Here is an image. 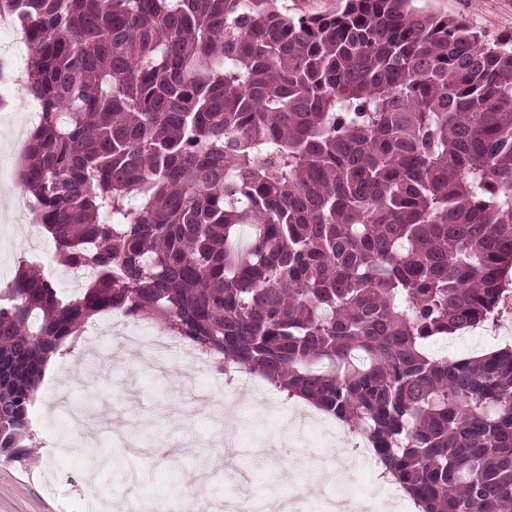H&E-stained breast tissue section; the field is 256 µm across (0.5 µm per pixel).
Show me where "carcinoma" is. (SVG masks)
<instances>
[{"label": "carcinoma", "instance_id": "1", "mask_svg": "<svg viewBox=\"0 0 512 512\" xmlns=\"http://www.w3.org/2000/svg\"><path fill=\"white\" fill-rule=\"evenodd\" d=\"M410 0H0L40 120L18 165L59 261L0 293V458L50 359L150 318L365 435L420 512H512V345L430 346L512 272V38ZM344 0H279L280 10L288 17L328 16L344 8Z\"/></svg>", "mask_w": 512, "mask_h": 512}]
</instances>
